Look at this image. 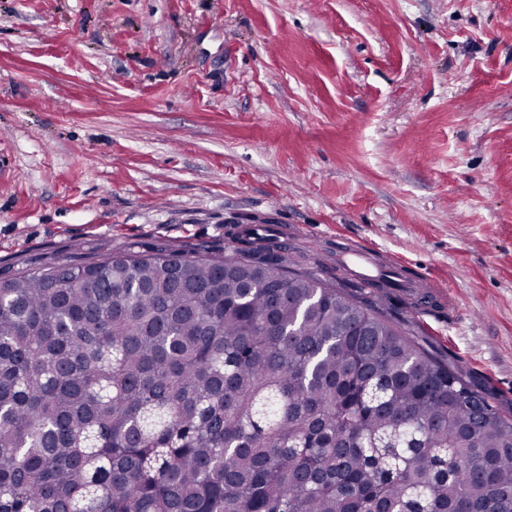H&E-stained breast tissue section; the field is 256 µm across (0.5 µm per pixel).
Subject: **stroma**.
Returning <instances> with one entry per match:
<instances>
[{
    "label": "stroma",
    "mask_w": 512,
    "mask_h": 512,
    "mask_svg": "<svg viewBox=\"0 0 512 512\" xmlns=\"http://www.w3.org/2000/svg\"><path fill=\"white\" fill-rule=\"evenodd\" d=\"M240 218L446 283L400 320L512 418V0H0V279Z\"/></svg>",
    "instance_id": "1"
}]
</instances>
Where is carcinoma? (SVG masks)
Segmentation results:
<instances>
[{"instance_id": "1", "label": "carcinoma", "mask_w": 512, "mask_h": 512, "mask_svg": "<svg viewBox=\"0 0 512 512\" xmlns=\"http://www.w3.org/2000/svg\"><path fill=\"white\" fill-rule=\"evenodd\" d=\"M0 281V512H512V419L272 229Z\"/></svg>"}]
</instances>
